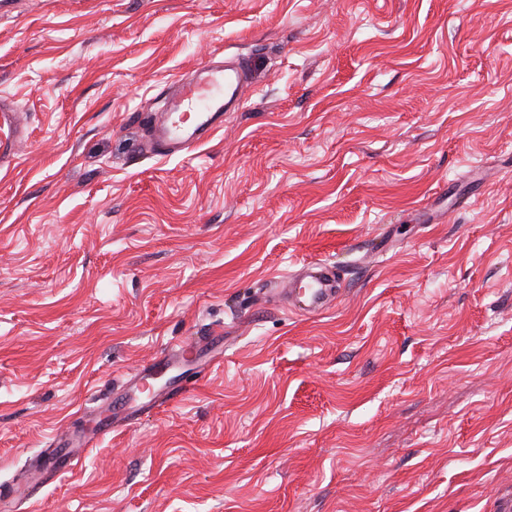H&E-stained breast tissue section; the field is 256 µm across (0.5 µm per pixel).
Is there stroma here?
<instances>
[{"label":"stroma","instance_id":"1","mask_svg":"<svg viewBox=\"0 0 512 512\" xmlns=\"http://www.w3.org/2000/svg\"><path fill=\"white\" fill-rule=\"evenodd\" d=\"M242 107L150 155L166 84ZM0 482L164 348L224 360L30 512H499L512 496V0H12ZM340 264L290 311L271 278ZM248 70L240 57L232 64L207 62L190 78L172 82L164 112L151 119L149 150L161 157L195 150L223 126L224 109L242 106ZM28 125L24 112L11 97L0 96V169L8 170L19 160L28 143ZM305 275L297 281L295 273H284L277 279L282 283L296 281L293 289L294 300L290 303L294 310L303 315L321 314L335 305L341 295L342 283L335 265L326 261H314L303 270Z\"/></svg>","mask_w":512,"mask_h":512}]
</instances>
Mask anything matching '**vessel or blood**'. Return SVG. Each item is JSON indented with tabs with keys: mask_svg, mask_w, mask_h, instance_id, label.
Returning <instances> with one entry per match:
<instances>
[{
	"mask_svg": "<svg viewBox=\"0 0 512 512\" xmlns=\"http://www.w3.org/2000/svg\"><path fill=\"white\" fill-rule=\"evenodd\" d=\"M248 70L242 58L230 64L207 62L190 78L172 82L165 110L154 113L151 119L150 151L168 157L195 150L222 127L225 111L241 107ZM28 140L25 113L12 98L1 95L0 169L17 163ZM341 291L337 267L314 261L305 267L298 281L292 307L304 315L320 314L335 305ZM223 358L224 336L215 330L140 364L127 377L120 397L111 399V414L101 417L95 430L55 436L42 450L37 465L31 466L20 480L0 487V512H19L32 488L72 471L86 452L119 424L136 422L151 410L179 398L186 388L182 379L186 367L206 366Z\"/></svg>",
	"mask_w": 512,
	"mask_h": 512,
	"instance_id": "b4317fda",
	"label": "vessel or blood"
}]
</instances>
